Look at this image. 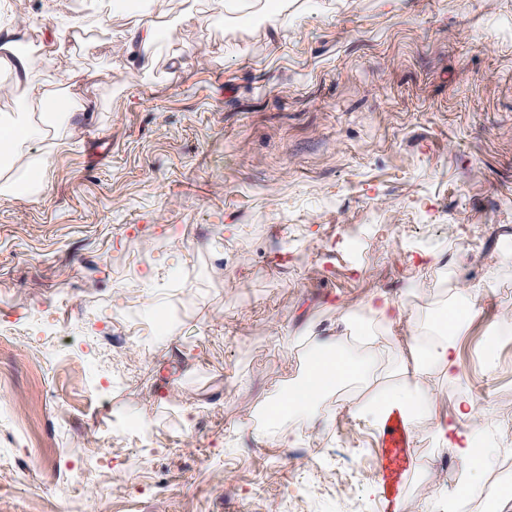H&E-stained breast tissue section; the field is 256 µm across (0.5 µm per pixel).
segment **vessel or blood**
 Returning <instances> with one entry per match:
<instances>
[{
  "label": "vessel or blood",
  "mask_w": 512,
  "mask_h": 512,
  "mask_svg": "<svg viewBox=\"0 0 512 512\" xmlns=\"http://www.w3.org/2000/svg\"><path fill=\"white\" fill-rule=\"evenodd\" d=\"M375 445L381 512H398L400 491L413 465L409 431L400 411L394 409L386 415L376 434Z\"/></svg>",
  "instance_id": "b4317fda"
}]
</instances>
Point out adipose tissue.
<instances>
[{
  "instance_id": "ef3b65f1",
  "label": "adipose tissue",
  "mask_w": 512,
  "mask_h": 512,
  "mask_svg": "<svg viewBox=\"0 0 512 512\" xmlns=\"http://www.w3.org/2000/svg\"><path fill=\"white\" fill-rule=\"evenodd\" d=\"M27 32L17 26H0V68L15 72L17 80L24 86L27 99L48 101L52 94L37 82L32 72L34 60L21 52ZM66 115L62 112L44 113L41 121L30 120L27 113L0 114V154L12 152L19 145L39 141L50 131L61 129ZM478 304V293L473 288L460 289L444 312L448 326L447 334L431 341L415 344L408 355L387 360L376 366L375 358L383 345L377 329L389 326L400 318L396 304L386 295L378 293L369 297L365 309L375 324L373 331L358 337L355 344L346 346L333 336H310L306 339L308 353L313 358L332 356L331 367L309 370L307 373L309 392L305 398L291 399L290 406L310 411L314 401L326 390L366 381L376 371H383L389 383L372 398L360 404L358 415L371 423H378L391 409L404 413L409 424H418L420 418L431 407V396L421 384L422 376L434 369H442L449 383L461 381L464 373L458 361L455 336L461 332ZM472 406L467 396H460L456 404V416L448 425H438L436 435L441 443L453 448L466 465L462 483L449 492V499H477L483 496L484 487L480 476L492 469L500 456L499 448L493 446L483 435L481 426L472 424Z\"/></svg>"
}]
</instances>
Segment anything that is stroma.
Returning <instances> with one entry per match:
<instances>
[{"instance_id":"1","label":"stroma","mask_w":512,"mask_h":512,"mask_svg":"<svg viewBox=\"0 0 512 512\" xmlns=\"http://www.w3.org/2000/svg\"><path fill=\"white\" fill-rule=\"evenodd\" d=\"M54 2L0 0L40 81L91 103L11 154L16 175L47 158L43 187L0 196V512H378L354 408L381 378L327 392L291 445L252 433L306 369L290 337L356 334L378 292L395 356L480 291L401 512L461 482L435 425L463 392L504 450L485 489L512 482V0H284V25L242 23L262 0L207 23V0ZM155 38L156 24L146 17H142L131 27L127 35L126 50L132 65L139 67L149 65V48ZM365 310L376 327L392 325L401 316L396 304L381 293L369 297L365 303Z\"/></svg>"}]
</instances>
